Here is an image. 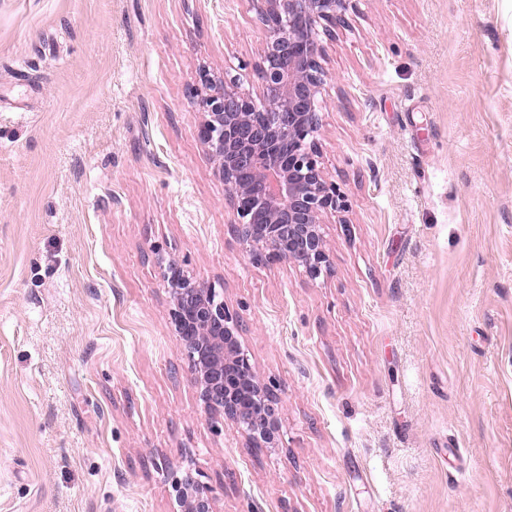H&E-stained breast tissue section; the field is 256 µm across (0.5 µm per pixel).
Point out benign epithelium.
<instances>
[{"instance_id":"benign-epithelium-1","label":"benign epithelium","mask_w":512,"mask_h":512,"mask_svg":"<svg viewBox=\"0 0 512 512\" xmlns=\"http://www.w3.org/2000/svg\"><path fill=\"white\" fill-rule=\"evenodd\" d=\"M352 0H252L267 37L255 66L261 101L236 79L204 70L189 96L197 135L224 182L232 231L256 265L286 262L315 280L330 268L323 218L346 208L326 177L317 143L325 47L318 32L345 23ZM171 324L189 362L201 407L229 421L250 448H277L279 399L242 345L240 314L224 293L168 260ZM174 512H215L211 486L187 472L172 484Z\"/></svg>"}]
</instances>
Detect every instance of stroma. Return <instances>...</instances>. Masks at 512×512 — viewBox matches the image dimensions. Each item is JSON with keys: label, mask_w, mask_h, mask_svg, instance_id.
Wrapping results in <instances>:
<instances>
[{"label": "stroma", "mask_w": 512, "mask_h": 512, "mask_svg": "<svg viewBox=\"0 0 512 512\" xmlns=\"http://www.w3.org/2000/svg\"><path fill=\"white\" fill-rule=\"evenodd\" d=\"M324 39L330 271L254 266L188 95H259L250 0H0V512H512V0H355ZM280 398L198 404L158 256ZM177 509L173 512H215L211 486L202 482L192 472L176 477L172 484Z\"/></svg>", "instance_id": "35a3bbf8"}]
</instances>
